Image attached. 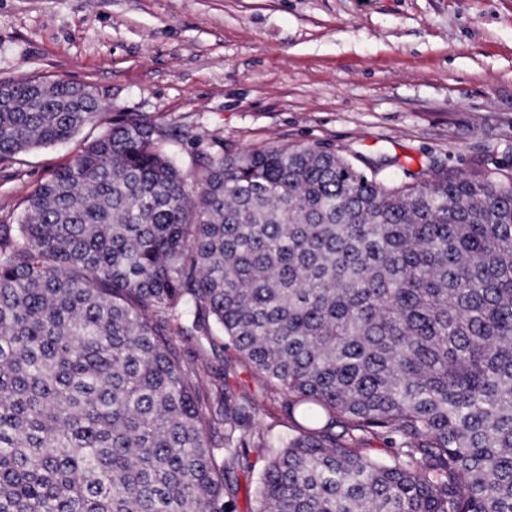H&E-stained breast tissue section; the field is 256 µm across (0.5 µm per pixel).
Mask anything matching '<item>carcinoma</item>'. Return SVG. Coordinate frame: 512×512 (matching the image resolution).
I'll return each mask as SVG.
<instances>
[{
	"label": "carcinoma",
	"instance_id": "carcinoma-1",
	"mask_svg": "<svg viewBox=\"0 0 512 512\" xmlns=\"http://www.w3.org/2000/svg\"><path fill=\"white\" fill-rule=\"evenodd\" d=\"M0 86V164L107 123L0 221V512H235L251 448L257 512H512V176L301 146L189 173L190 132L89 85ZM224 386L240 394L247 393L257 404L254 426L268 432L273 438L286 439L294 433L283 408V398L264 391L250 370L236 361L231 351H224ZM263 465V452L251 448L247 460H243L231 474V482L236 492V512H256L258 504L255 482Z\"/></svg>",
	"mask_w": 512,
	"mask_h": 512
}]
</instances>
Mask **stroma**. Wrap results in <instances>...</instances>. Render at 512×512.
<instances>
[{"label": "stroma", "instance_id": "obj_1", "mask_svg": "<svg viewBox=\"0 0 512 512\" xmlns=\"http://www.w3.org/2000/svg\"><path fill=\"white\" fill-rule=\"evenodd\" d=\"M88 83L107 112L188 129L194 158L327 147L410 171L512 174V0H0V79ZM74 143L0 165V220L16 217ZM224 385L254 426L292 435L282 397L224 354ZM261 451L231 475L256 512Z\"/></svg>", "mask_w": 512, "mask_h": 512}]
</instances>
